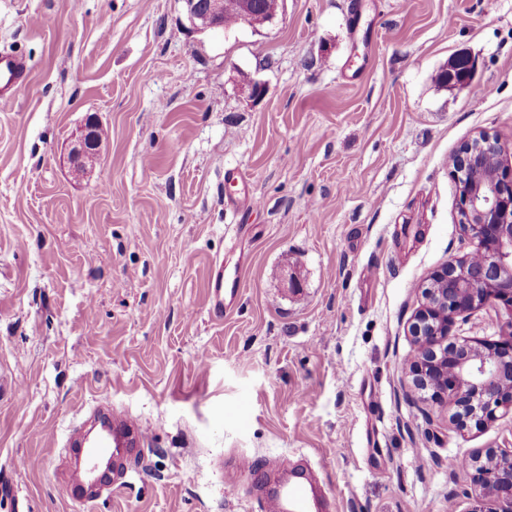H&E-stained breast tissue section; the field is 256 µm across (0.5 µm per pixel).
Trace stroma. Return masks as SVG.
Listing matches in <instances>:
<instances>
[{
    "instance_id": "stroma-1",
    "label": "stroma",
    "mask_w": 512,
    "mask_h": 512,
    "mask_svg": "<svg viewBox=\"0 0 512 512\" xmlns=\"http://www.w3.org/2000/svg\"><path fill=\"white\" fill-rule=\"evenodd\" d=\"M3 50L31 71L0 101V512H263L224 461L295 453L337 512L479 508L456 463L512 448V415L457 429L404 364L421 284L477 248L451 157L486 133L512 160V0H284L226 31L180 0H0ZM462 52L472 80L439 86ZM92 115L99 160L76 169ZM233 167L259 203L240 239ZM242 252L213 317L208 267ZM451 334L496 340L512 316ZM103 399L150 435L131 484L82 503L60 465Z\"/></svg>"
}]
</instances>
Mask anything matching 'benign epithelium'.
Instances as JSON below:
<instances>
[{
	"label": "benign epithelium",
	"instance_id": "obj_1",
	"mask_svg": "<svg viewBox=\"0 0 512 512\" xmlns=\"http://www.w3.org/2000/svg\"><path fill=\"white\" fill-rule=\"evenodd\" d=\"M189 22L200 31L224 27V9L233 6L241 21L253 28L270 22L258 12L254 0H181ZM98 123L89 117L72 159L97 150ZM492 157L496 183L478 182L482 157ZM459 190L460 224L477 241L478 260L454 257L431 274L422 288L423 302L409 328L414 359L408 363L411 387L430 393L433 402L448 396L460 408L454 422L465 417L495 421L497 412H512V336L495 341L458 339L450 335L455 319L485 305L501 304L512 312V169L505 166L503 148L487 134L464 143L452 164ZM478 500L512 512V448H487L467 460Z\"/></svg>",
	"mask_w": 512,
	"mask_h": 512
}]
</instances>
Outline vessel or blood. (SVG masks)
Returning <instances> with one entry per match:
<instances>
[{
    "mask_svg": "<svg viewBox=\"0 0 512 512\" xmlns=\"http://www.w3.org/2000/svg\"><path fill=\"white\" fill-rule=\"evenodd\" d=\"M27 67L22 58L0 52V97L14 100L28 87ZM230 186L228 205L234 209L256 207V200L245 190V176L232 168L224 173ZM206 306L216 315L224 312V299L237 296V288H226L224 265L212 262L208 271ZM149 432L148 427L132 415L109 403L97 405L90 413L83 431L74 434L70 444L76 453L66 472V486L75 500L91 503L103 492L125 487L132 477L130 459L139 453ZM265 512H329L330 502L309 477L283 470L273 482L264 501Z\"/></svg>",
    "mask_w": 512,
    "mask_h": 512,
    "instance_id": "b4317fda",
    "label": "vessel or blood"
}]
</instances>
